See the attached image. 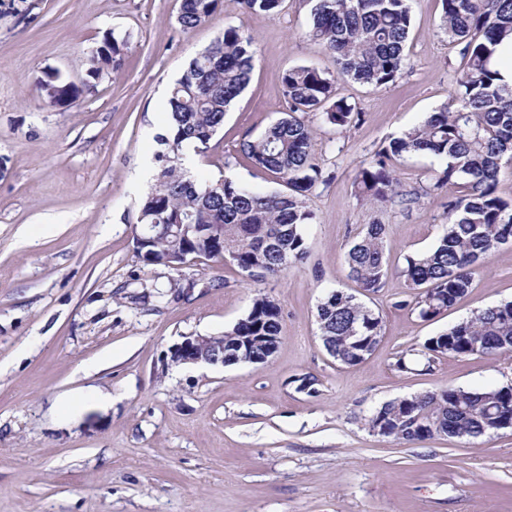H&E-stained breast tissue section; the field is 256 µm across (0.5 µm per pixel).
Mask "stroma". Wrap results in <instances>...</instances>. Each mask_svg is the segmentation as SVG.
Returning <instances> with one entry per match:
<instances>
[{"label": "stroma", "instance_id": "stroma-1", "mask_svg": "<svg viewBox=\"0 0 512 512\" xmlns=\"http://www.w3.org/2000/svg\"><path fill=\"white\" fill-rule=\"evenodd\" d=\"M30 2L25 17L19 0H0V512H512V432L405 444L366 424L396 399L512 383L507 356L395 367L402 352L512 301V243L476 269L465 297L424 322L399 306L410 293L400 271L406 254L437 244L446 222L441 198L424 192L441 161L393 160L404 190L422 194L409 209L378 213L354 193L360 163L454 92L461 59L439 30L441 0H411L395 84L338 81L362 120L316 126L313 153L331 180L309 199V256L258 282L230 263L148 264L133 236L168 88L229 25L252 37L254 69L188 166L206 181L279 190L237 144L287 112L285 70H335L307 34L310 0L252 18L239 0H219L190 30L178 22L181 0ZM107 32L128 42L122 64L87 79ZM60 83L71 89L64 103ZM376 218L387 226L390 273L364 295L346 254ZM335 290L360 295L382 321L378 346L353 366L330 357L320 336L317 306ZM259 295L282 309L267 362L167 367L174 344L223 334ZM304 375L316 378L315 394L298 391Z\"/></svg>", "mask_w": 512, "mask_h": 512}]
</instances>
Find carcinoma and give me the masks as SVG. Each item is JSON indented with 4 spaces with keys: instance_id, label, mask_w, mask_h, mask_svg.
Instances as JSON below:
<instances>
[{
    "instance_id": "obj_1",
    "label": "carcinoma",
    "mask_w": 512,
    "mask_h": 512,
    "mask_svg": "<svg viewBox=\"0 0 512 512\" xmlns=\"http://www.w3.org/2000/svg\"><path fill=\"white\" fill-rule=\"evenodd\" d=\"M219 0H182L179 24L185 30L208 21ZM284 0H241L247 16L273 17ZM411 0H314L308 35L333 55L336 72L291 67L283 73L288 112L257 137L244 138L238 152L285 186L262 192L230 178L198 185L183 166L184 147L202 153L224 124L232 102L248 85L254 68L253 39L238 26L191 59L168 91L167 131L157 136L158 173L142 198L139 223L156 225L154 264H162L181 244L167 224H199L197 249L203 260L229 261L253 279L277 277L307 258L303 227L312 223L308 198L330 177L312 153L310 116L326 103L323 122L345 129L361 113L336 94V78L373 88L401 76L411 28ZM440 30L464 61L454 76L448 104L377 147L356 172V195L372 205L407 207L417 201L399 190L391 161L404 154H432L445 161L432 190L457 194L444 204L447 224L430 250L405 257L406 287L416 291L408 308L432 320L472 288L475 269L501 245L512 241V199L497 193L502 160L512 164V86L500 83L491 65L502 37L512 35V0H442ZM126 40L103 36L87 59L86 76L98 80L121 64ZM386 225H364L350 247V274L367 294L378 292L389 275ZM324 347L336 361L354 365L371 354L381 337V320L353 294L333 291L317 306ZM281 307L267 296L254 299L247 315L224 331V360L269 355L278 346ZM423 370L441 355H512V302L486 308L412 349ZM512 419V386L483 390L462 387L387 402L367 420L370 430L403 443L442 432L493 436L499 422Z\"/></svg>"
}]
</instances>
